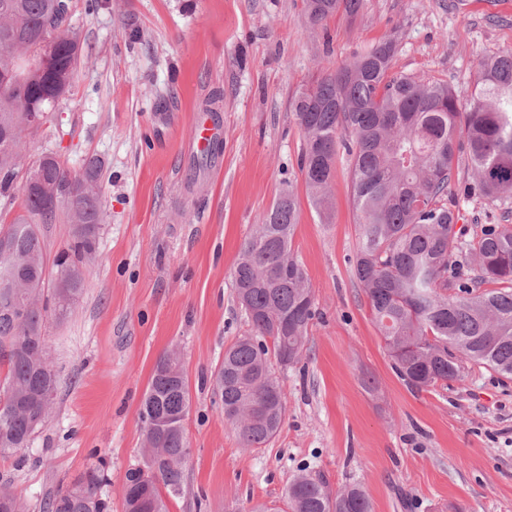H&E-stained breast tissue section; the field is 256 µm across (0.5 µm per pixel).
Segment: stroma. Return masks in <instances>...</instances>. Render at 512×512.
I'll list each match as a JSON object with an SVG mask.
<instances>
[{
  "label": "stroma",
  "instance_id": "obj_1",
  "mask_svg": "<svg viewBox=\"0 0 512 512\" xmlns=\"http://www.w3.org/2000/svg\"><path fill=\"white\" fill-rule=\"evenodd\" d=\"M70 23L81 63L57 121L27 133L28 153L57 152L73 170L101 159L107 221L82 295L46 323L59 376L49 422L23 470L0 458L26 512L95 463L112 512H124V476L143 454L141 401L171 350L189 384L191 453L169 512H224L234 497L281 510L302 469L334 489L360 484L373 512H512V379L475 366L464 383L414 392L396 376L353 276L350 161L339 160L322 220L291 107L316 75L391 38L395 73L448 83L468 102L479 61L512 50V0H364L319 28L303 0H70ZM215 95L223 146L202 165L195 116ZM288 192L317 315L300 361L273 367L288 393L280 432L243 448L214 381L250 329L231 273Z\"/></svg>",
  "mask_w": 512,
  "mask_h": 512
}]
</instances>
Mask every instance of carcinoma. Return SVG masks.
I'll return each instance as SVG.
<instances>
[{
	"label": "carcinoma",
	"mask_w": 512,
	"mask_h": 512,
	"mask_svg": "<svg viewBox=\"0 0 512 512\" xmlns=\"http://www.w3.org/2000/svg\"><path fill=\"white\" fill-rule=\"evenodd\" d=\"M308 24L324 25L343 12L357 14L363 0H303ZM67 0H0V201L21 210L6 232L23 259L18 280L45 282L41 225L64 214L71 228L72 265L96 248L106 211L85 184L101 183L102 165L86 161L72 171L43 162L42 178L64 200L51 208L42 194L17 183L26 166L30 112L57 119L81 59L79 34L70 27ZM54 43L53 63L38 66L41 43ZM396 43L387 40L336 73L318 76L292 101L304 144L299 168L318 214L329 217V189L340 150L351 157V190L357 215L358 249L353 273L368 298L373 320L396 375L412 390L461 383L471 365L512 378V228L483 224L473 234L457 232L456 197L489 206L512 200V51L480 63L474 93L464 106L445 83L392 73ZM297 220L293 194L281 196L245 241L232 272L236 297L250 333L224 350L217 391L224 418L243 448H259L281 428L287 392L271 371L299 361L308 326L316 316L306 273L291 251ZM84 283L39 288H0V457L13 456L45 426L43 389L57 391L58 374L43 360L48 315L64 320ZM170 353L158 359L139 417L156 455L144 461L155 471L129 468L122 485L124 512H167L163 493L176 496L185 483L190 455L184 421L190 408L188 381L173 377ZM164 415L170 426L150 419ZM109 482L91 466L46 498L41 512H110ZM288 512H372L366 492L353 484L333 491L300 471L284 495ZM21 497L0 486V512ZM225 512H274L234 498Z\"/></svg>",
	"instance_id": "carcinoma-1"
}]
</instances>
